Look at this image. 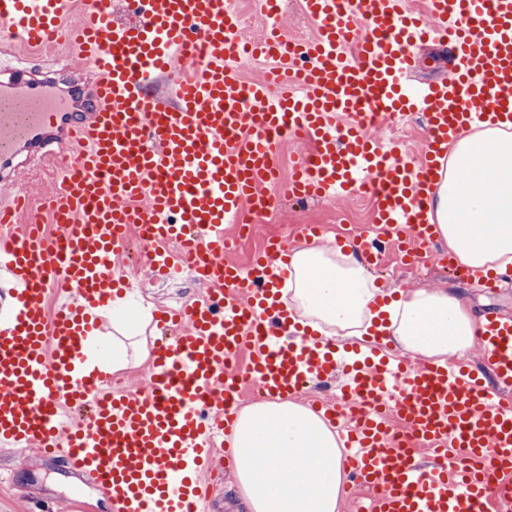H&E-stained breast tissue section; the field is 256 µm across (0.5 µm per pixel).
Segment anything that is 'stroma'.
<instances>
[{
    "instance_id": "obj_1",
    "label": "stroma",
    "mask_w": 512,
    "mask_h": 512,
    "mask_svg": "<svg viewBox=\"0 0 512 512\" xmlns=\"http://www.w3.org/2000/svg\"><path fill=\"white\" fill-rule=\"evenodd\" d=\"M67 63L61 52L30 55L17 47L12 52L0 54V74L12 71L44 73ZM372 208L373 202L369 199L337 197L298 201L289 197L286 189H279L266 228L251 240L242 242L234 257L239 262H247L262 248L265 240L273 236L281 238L289 249H298L304 244L303 238L297 235L296 227L300 224L324 226L325 233L319 242L330 245L337 233L356 226H368ZM444 250V245H431L425 265L417 268L404 266L398 256L392 255L384 267L370 265L366 271L379 287L387 290L445 288L464 296L476 314L496 311L512 315V289L495 293L482 291L477 288L473 276L451 272L440 264L439 256ZM136 280V287L129 290L130 296L140 299L143 307L154 313L164 308H178L192 301L201 290L200 284L188 275L155 281L141 271ZM57 471V463L37 450L0 449V512H37L42 505L50 512H105L103 501L92 488L64 483Z\"/></svg>"
}]
</instances>
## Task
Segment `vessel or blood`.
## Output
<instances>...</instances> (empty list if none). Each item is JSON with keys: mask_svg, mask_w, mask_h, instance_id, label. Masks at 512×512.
<instances>
[{"mask_svg": "<svg viewBox=\"0 0 512 512\" xmlns=\"http://www.w3.org/2000/svg\"><path fill=\"white\" fill-rule=\"evenodd\" d=\"M69 4L0 0L1 43L65 47L94 73L77 97L52 79L0 83V168L24 149L38 157L58 183L45 207L65 231L27 218V189L0 196V271L16 299L0 327V447L38 449L86 476L107 512H210L214 450L228 446L244 390L284 399L336 377L335 398L314 408L338 427L352 487L371 492L363 512L511 503V317L481 325L489 385L368 348L345 365L282 301L285 244L271 240L244 267L224 227L273 208L281 148L304 137L313 151L295 159L289 196L370 192L375 232L354 243L377 251L388 240L423 263L449 143L479 123L512 124V0H427L423 15L407 0H300L311 37L269 26L257 40L240 36L231 0H124L122 18L112 0H83L80 23L66 27ZM433 39L452 43L459 66L413 87L414 50ZM243 56L269 60L262 79L242 80ZM163 77L169 103L150 91ZM416 110L419 155L373 137ZM134 237L138 268L157 279L187 271L206 290L161 314L173 332L156 340L143 386L115 393L80 363L102 306L130 283L114 260Z\"/></svg>", "mask_w": 512, "mask_h": 512, "instance_id": "vessel-or-blood-1", "label": "vessel or blood"}]
</instances>
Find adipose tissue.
<instances>
[{
    "label": "adipose tissue",
    "instance_id": "1",
    "mask_svg": "<svg viewBox=\"0 0 512 512\" xmlns=\"http://www.w3.org/2000/svg\"><path fill=\"white\" fill-rule=\"evenodd\" d=\"M430 219L461 264L489 272L512 264V132L491 126L465 131L430 206ZM287 309L312 331L346 337L371 333L427 361L463 358L481 325L468 305L441 288H417L385 300L351 253L309 245L292 256ZM111 344L88 341L85 371L126 369L151 349L139 333L143 309L113 300ZM231 467L246 512H338L348 475L336 435L309 407L257 401L244 407L232 437Z\"/></svg>",
    "mask_w": 512,
    "mask_h": 512
}]
</instances>
